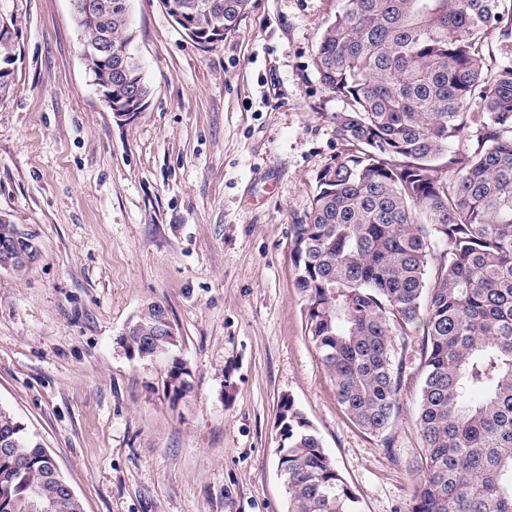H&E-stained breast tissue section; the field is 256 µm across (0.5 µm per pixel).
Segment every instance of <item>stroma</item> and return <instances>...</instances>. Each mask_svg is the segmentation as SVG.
<instances>
[{
	"label": "stroma",
	"mask_w": 512,
	"mask_h": 512,
	"mask_svg": "<svg viewBox=\"0 0 512 512\" xmlns=\"http://www.w3.org/2000/svg\"><path fill=\"white\" fill-rule=\"evenodd\" d=\"M340 0H250L203 48L159 0H130L151 97L121 121L83 60L70 0H6L20 32L0 102V216L39 258L0 272V407L56 460L83 512H287L278 402L291 396L358 498L409 512L419 355L388 442L346 415L305 334L291 262L317 176L351 145L314 67ZM169 310L191 390L129 353L126 324Z\"/></svg>",
	"instance_id": "1"
}]
</instances>
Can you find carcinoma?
I'll use <instances>...</instances> for the list:
<instances>
[{"label": "carcinoma", "mask_w": 512, "mask_h": 512, "mask_svg": "<svg viewBox=\"0 0 512 512\" xmlns=\"http://www.w3.org/2000/svg\"><path fill=\"white\" fill-rule=\"evenodd\" d=\"M249 0H161L196 44L235 30ZM314 64L345 103L336 132L353 151L324 167L291 261L305 333L349 418L389 443L401 415L407 343L422 333L413 411L421 440L410 512H512V62L488 72L489 34L512 46V0H342ZM82 44L130 40L129 0L92 20ZM0 64L15 66L18 28L0 13ZM92 79L112 62L84 57ZM479 102L481 111H469ZM475 142L454 146L469 125ZM445 249L435 253V246ZM170 360L168 336H125ZM0 408V512H44L65 495L47 451ZM277 468L288 512H357L356 494L291 397H281Z\"/></svg>", "instance_id": "carcinoma-1"}]
</instances>
